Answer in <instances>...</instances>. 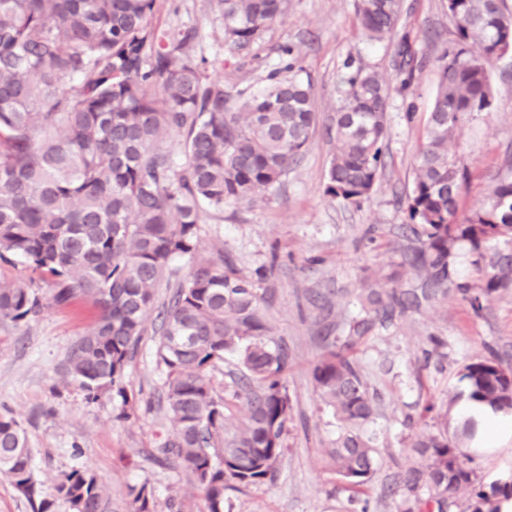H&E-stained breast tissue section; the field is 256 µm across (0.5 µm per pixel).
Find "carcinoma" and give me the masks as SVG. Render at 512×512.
Listing matches in <instances>:
<instances>
[{
	"instance_id": "cac0c4a2",
	"label": "carcinoma",
	"mask_w": 512,
	"mask_h": 512,
	"mask_svg": "<svg viewBox=\"0 0 512 512\" xmlns=\"http://www.w3.org/2000/svg\"><path fill=\"white\" fill-rule=\"evenodd\" d=\"M157 0H0V259H20L52 281L62 306L91 299L99 315L70 350L66 379L88 396L112 391L127 400L125 369L143 333L169 262L186 258L187 277L159 317L169 426L155 457L182 468L202 492L207 512H224L230 488L273 478L292 418L285 381L288 351L265 318L264 295L240 278L222 248L201 253L200 213L229 203L267 199L296 164L317 122L312 83L300 76L293 47L259 93L224 87L193 53L188 34L158 32ZM224 44L243 51L288 15V0H217ZM454 38L438 57V85L427 136L406 194V241L388 274L359 289L360 316L341 336H321L312 377L340 423L327 464L349 489L368 487L379 470L376 436L363 432L375 397L354 356L374 327L419 313L452 295L474 312L482 300L512 288V164L491 178L484 201L459 215L469 172L448 140L491 107L488 65L512 46L505 0H446ZM364 34L393 45L396 86L348 62L333 118L335 152L325 194L344 204L369 199L385 162L391 91L404 93L417 62L410 33L400 31L401 0H357ZM182 139L178 164L165 144ZM482 273L461 276L459 262ZM40 302L25 285L0 281V319L21 321ZM227 355L242 366L224 396L206 371ZM458 383L493 413H512V368L494 352L463 365ZM246 413L227 422L238 405ZM417 439L420 463L393 476L387 490L407 494L406 512H454L461 493L468 512H501L512 479L476 484L466 441L474 422ZM0 475L31 504L54 512H106L88 467L61 476L55 498L42 497L31 448L19 422L0 415ZM134 512H154L147 484L132 489Z\"/></svg>"
}]
</instances>
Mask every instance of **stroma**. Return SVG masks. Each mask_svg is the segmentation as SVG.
Segmentation results:
<instances>
[{"label": "stroma", "instance_id": "stroma-1", "mask_svg": "<svg viewBox=\"0 0 512 512\" xmlns=\"http://www.w3.org/2000/svg\"><path fill=\"white\" fill-rule=\"evenodd\" d=\"M356 0H289L288 16L263 36L256 53L229 52L224 21L211 0H157L152 24L160 30L191 33L197 56L207 58L224 84L259 92L278 61L279 45L296 46L305 75L311 77L319 123L303 156L269 201L254 207L225 205L204 212L198 224L203 250L220 245L240 274L271 291L268 318L276 340L288 349V390L293 420L284 435V453L273 481L227 491L228 512H348L352 494L328 468L329 448L339 429L312 379L320 355L317 340L322 311L314 296L345 309L346 293L360 288L365 275L387 272L401 244L406 223L401 202L412 183L415 158L426 137L437 86V59L447 48L452 23L443 0H404L402 24L426 55L410 89L392 93L388 107L386 166L379 184L361 207L345 206L324 193L335 151L327 127L334 115L346 62L393 78V50L361 31ZM493 104L466 122L455 139L469 169L459 209L466 212L485 198L492 176L512 158V54L489 69ZM0 280L31 282L43 309L33 318L0 319V412L25 429L32 450L33 476L45 496L55 493L62 473L92 468L109 501L110 512H133L132 487L148 485L155 512H169L180 494L185 512H206L204 497L185 472L158 464L154 448L165 420L158 408L164 375L158 364L155 315L126 367V397L103 393L90 402L75 385L62 381L70 348L93 327L96 309L81 300L59 307L48 280L33 277L17 261H0ZM434 350L430 364L422 355ZM495 352L512 366V290L496 295L473 312L456 298L375 328L359 348L362 373L375 395L376 409L366 425L375 434L382 469L362 497L368 512H404L402 496L385 493L395 473L412 465L411 446L435 432L422 407L444 409L467 362ZM479 480L491 484L512 473V434L476 453Z\"/></svg>", "mask_w": 512, "mask_h": 512}]
</instances>
